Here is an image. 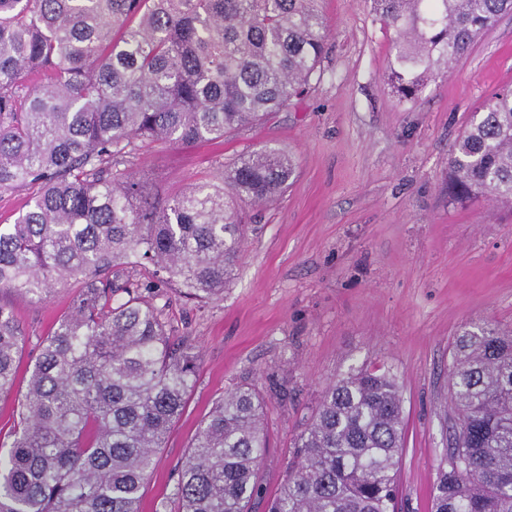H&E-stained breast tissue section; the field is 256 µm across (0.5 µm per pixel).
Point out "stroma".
<instances>
[{"mask_svg": "<svg viewBox=\"0 0 512 512\" xmlns=\"http://www.w3.org/2000/svg\"><path fill=\"white\" fill-rule=\"evenodd\" d=\"M322 8L323 73L289 108L222 140L156 144L126 161L163 198L267 146L288 150L296 164L274 204L245 206L236 275L223 297L192 301L174 284L153 291L174 336L195 343L201 366L141 512H158L198 423L241 385L265 399L261 477L275 493L324 387L371 365L389 368L402 390L399 512H431L455 420L451 343L467 323L512 324V212L488 200H448L450 147L482 100L512 88V15L402 102L387 81L395 33L371 0H323ZM74 293L71 285L40 300L0 293L25 334L21 369Z\"/></svg>", "mask_w": 512, "mask_h": 512, "instance_id": "stroma-1", "label": "stroma"}]
</instances>
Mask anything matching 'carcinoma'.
<instances>
[{
    "mask_svg": "<svg viewBox=\"0 0 512 512\" xmlns=\"http://www.w3.org/2000/svg\"><path fill=\"white\" fill-rule=\"evenodd\" d=\"M397 35L391 85L414 98L465 56L512 0H372ZM320 0H0V190L35 187L0 228V288L39 299L76 286L38 345L23 389L24 336L0 305V512H140L160 448L200 367L144 284L153 266L203 301L234 279L240 204L273 202L295 173L277 147L239 157L189 190L152 197L119 168L140 144L222 140L288 108L320 71ZM448 199L512 206V89L472 112L448 153ZM463 426L439 469L434 512H512V329L466 324L451 347ZM264 398L228 391L199 422L173 512H251L267 448ZM403 397L390 371L330 383L293 443L265 512H397Z\"/></svg>",
    "mask_w": 512,
    "mask_h": 512,
    "instance_id": "cac0c4a2",
    "label": "carcinoma"
}]
</instances>
